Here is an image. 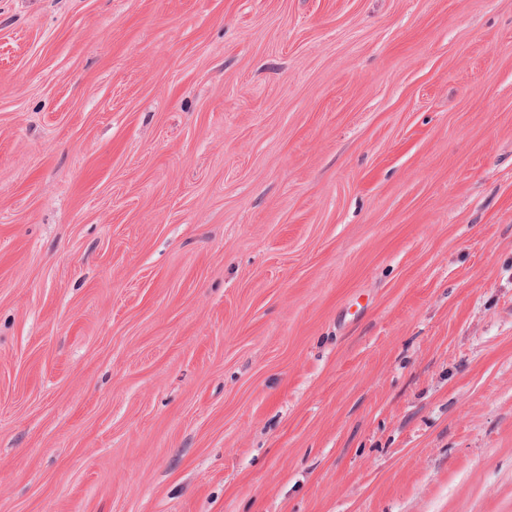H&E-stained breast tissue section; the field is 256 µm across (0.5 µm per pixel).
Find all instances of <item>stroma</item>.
<instances>
[{
	"label": "stroma",
	"mask_w": 512,
	"mask_h": 512,
	"mask_svg": "<svg viewBox=\"0 0 512 512\" xmlns=\"http://www.w3.org/2000/svg\"><path fill=\"white\" fill-rule=\"evenodd\" d=\"M0 512H512V0H0Z\"/></svg>",
	"instance_id": "stroma-1"
}]
</instances>
